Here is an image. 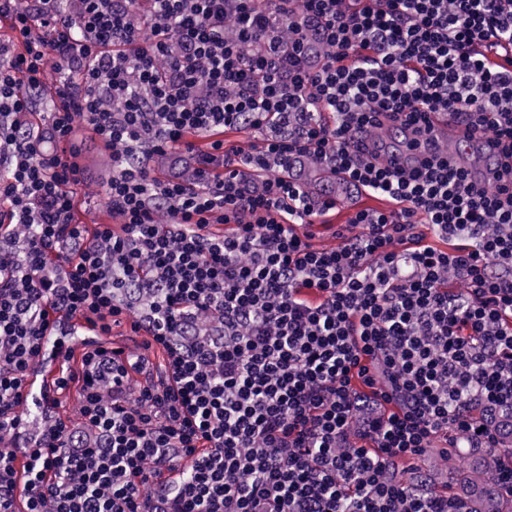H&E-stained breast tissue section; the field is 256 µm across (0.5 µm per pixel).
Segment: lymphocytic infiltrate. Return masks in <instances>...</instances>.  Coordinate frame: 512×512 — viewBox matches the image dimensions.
<instances>
[{"instance_id": "lymphocytic-infiltrate-1", "label": "lymphocytic infiltrate", "mask_w": 512, "mask_h": 512, "mask_svg": "<svg viewBox=\"0 0 512 512\" xmlns=\"http://www.w3.org/2000/svg\"><path fill=\"white\" fill-rule=\"evenodd\" d=\"M62 3L0 0L23 45H0V242L26 228L0 258V512H469L395 472L452 430L502 449L512 498V0H143L138 22L130 0ZM51 64L66 75L37 130ZM448 112L501 145L495 183L439 152L365 159L369 129ZM79 119L116 150L119 225L73 221L84 174L54 147ZM226 128L263 137L243 153ZM158 156L194 165L161 179ZM309 157L394 210L316 248L336 200L291 175ZM124 320L163 350L160 379L105 344ZM48 336L82 428L29 386Z\"/></svg>"}]
</instances>
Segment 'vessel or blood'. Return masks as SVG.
I'll list each match as a JSON object with an SVG mask.
<instances>
[{"label":"vessel or blood","mask_w":512,"mask_h":512,"mask_svg":"<svg viewBox=\"0 0 512 512\" xmlns=\"http://www.w3.org/2000/svg\"><path fill=\"white\" fill-rule=\"evenodd\" d=\"M437 146L451 163L477 183L495 181L502 154L489 137L467 131L454 116H446L432 132Z\"/></svg>","instance_id":"vessel-or-blood-1"}]
</instances>
